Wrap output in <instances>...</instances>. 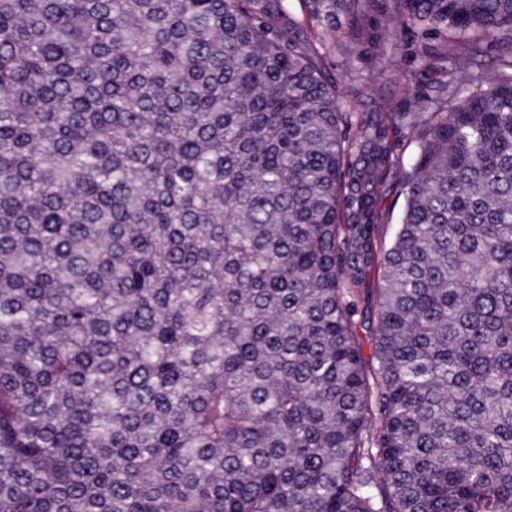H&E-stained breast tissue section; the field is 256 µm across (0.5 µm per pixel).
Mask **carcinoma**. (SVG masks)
<instances>
[{"label":"carcinoma","mask_w":512,"mask_h":512,"mask_svg":"<svg viewBox=\"0 0 512 512\" xmlns=\"http://www.w3.org/2000/svg\"><path fill=\"white\" fill-rule=\"evenodd\" d=\"M289 11L0 0V512H512V0ZM291 3V18L298 24L300 32L319 47V44L326 40L325 33L309 19L300 0ZM379 37L382 40L380 47L385 50L383 52H377L367 39H362L359 51L354 55L339 51L325 55L326 70L338 81L343 105L351 112H369L376 105L375 97L389 111L401 112L406 109L407 103L403 96L394 94V83L398 76L403 72H418L415 92L419 95L429 93L430 85L437 77L431 69L424 70V56L436 44L432 36L411 31L395 35L382 29ZM357 87H369L367 97L356 99L354 89Z\"/></svg>","instance_id":"1"}]
</instances>
